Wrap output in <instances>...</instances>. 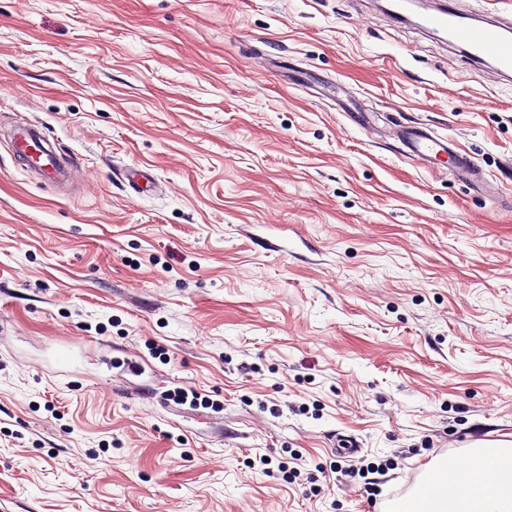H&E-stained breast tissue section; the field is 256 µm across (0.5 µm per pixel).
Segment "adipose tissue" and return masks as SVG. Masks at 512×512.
I'll return each mask as SVG.
<instances>
[{
    "label": "adipose tissue",
    "mask_w": 512,
    "mask_h": 512,
    "mask_svg": "<svg viewBox=\"0 0 512 512\" xmlns=\"http://www.w3.org/2000/svg\"><path fill=\"white\" fill-rule=\"evenodd\" d=\"M478 454L464 470L445 458L430 489L413 494L399 512H512V441Z\"/></svg>",
    "instance_id": "ef3b65f1"
}]
</instances>
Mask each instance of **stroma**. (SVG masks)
Instances as JSON below:
<instances>
[{
    "instance_id": "35a3bbf8",
    "label": "stroma",
    "mask_w": 512,
    "mask_h": 512,
    "mask_svg": "<svg viewBox=\"0 0 512 512\" xmlns=\"http://www.w3.org/2000/svg\"><path fill=\"white\" fill-rule=\"evenodd\" d=\"M505 438L512 80L377 0H0V512H388ZM402 145L404 155L422 166L434 164L442 156H452L454 165L450 172L477 187H480L483 181V173L480 167L467 154H463L448 139L438 138L431 132L421 126L406 125L397 131ZM458 149V148H457ZM45 136L34 129L18 131L11 139V149L15 155L25 153L40 170L44 183L55 184L60 180L65 166L56 151L45 148Z\"/></svg>"
}]
</instances>
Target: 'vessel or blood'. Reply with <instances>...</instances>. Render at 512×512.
<instances>
[{"label":"vessel or blood","mask_w":512,"mask_h":512,"mask_svg":"<svg viewBox=\"0 0 512 512\" xmlns=\"http://www.w3.org/2000/svg\"><path fill=\"white\" fill-rule=\"evenodd\" d=\"M424 28L445 31L450 44L464 48L472 57L490 63L496 77L512 74V24L502 21L483 22L469 14L448 8L435 11L423 21ZM397 135L405 156L420 165L434 164L440 157L452 156L454 176L481 185L483 173L466 154L455 150L448 139L439 138L421 126L406 125ZM14 154H27L40 171V178L48 184L57 183L65 167L56 151L46 148L43 135L34 129L18 131L11 140Z\"/></svg>","instance_id":"1"}]
</instances>
